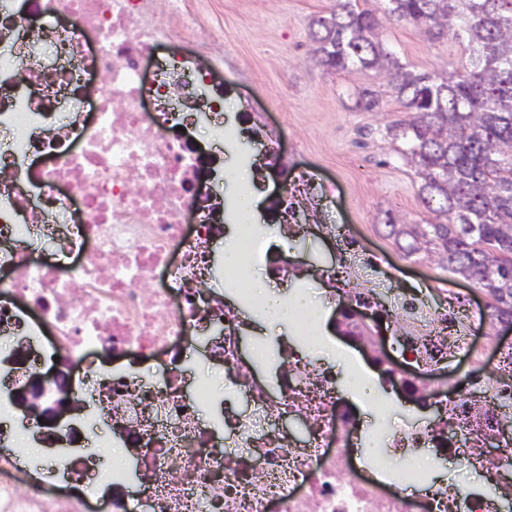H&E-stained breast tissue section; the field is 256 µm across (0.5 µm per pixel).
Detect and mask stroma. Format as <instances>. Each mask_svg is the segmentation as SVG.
I'll return each mask as SVG.
<instances>
[{
	"mask_svg": "<svg viewBox=\"0 0 512 512\" xmlns=\"http://www.w3.org/2000/svg\"><path fill=\"white\" fill-rule=\"evenodd\" d=\"M186 2L208 21L207 28L188 42L199 52L212 51L221 58L226 88L224 123L241 132L231 154L224 157L226 208L235 204L234 185L244 183L250 173L246 163L255 155L256 133L275 137L282 148L294 146L298 152L289 156L285 173H259L266 186L255 195L248 224L268 223L270 192L288 186L284 198L293 203L299 177L314 179L326 192L318 205L303 203V210L315 213L318 223L335 225L338 231L352 235L364 254V263L346 277L351 292L372 291L395 311L409 295L423 298L432 308L447 307L458 298L490 308L492 299L484 289L450 273L425 254L403 258L389 237L383 224L386 214H395L409 224L425 223L429 215L418 196L419 178L414 168L381 133L384 125L397 117L385 75L357 69L333 73L309 58V23L325 13L330 0ZM380 36L402 62L421 72H461L470 63L467 42L462 38L433 42L419 28L389 22L383 23ZM358 86L380 92L378 111L355 110L352 92ZM272 100L280 101L281 109L269 114L265 106ZM281 248L310 271L339 259L335 238L325 230L289 238ZM374 261L381 262V273L372 271ZM244 315L248 320L246 349H254L261 340L272 344L283 338L304 348L303 336L293 327L271 326L250 307ZM337 318L332 311L325 322L326 342L335 350V361L353 358L365 373H378L372 349L345 336ZM363 411L365 430L371 435L398 432L431 417L429 410H416L414 404L387 392Z\"/></svg>",
	"mask_w": 512,
	"mask_h": 512,
	"instance_id": "35a3bbf8",
	"label": "stroma"
}]
</instances>
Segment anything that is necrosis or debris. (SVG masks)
Listing matches in <instances>:
<instances>
[{"instance_id":"necrosis-or-debris-1","label":"necrosis or debris","mask_w":512,"mask_h":512,"mask_svg":"<svg viewBox=\"0 0 512 512\" xmlns=\"http://www.w3.org/2000/svg\"><path fill=\"white\" fill-rule=\"evenodd\" d=\"M205 22L181 0L164 16L152 0H0V61L25 71L0 76V124L13 130L0 141V295L18 303L0 307V512H495L490 497L440 485L414 461L451 452L512 491V389L488 384L485 352L467 336L484 310L430 315L411 300L413 332L384 337L419 373L461 355L472 365L437 422L393 434L409 457L399 476L383 453L359 457L362 413L333 366L282 342L287 362L267 381L260 355L244 354L241 305L254 296L215 257L224 154L194 136L204 121L213 141L235 137L223 86L185 56L154 55ZM294 234L285 216L245 230L243 267L296 276L266 248ZM43 241L67 262L32 260ZM315 275L336 288L349 334L369 340L356 312L370 298L339 288L335 267ZM222 277L234 299L212 288ZM196 347L204 362L192 372ZM48 358L72 376L70 414L53 427L13 411ZM215 368L228 387L208 383ZM92 428L135 457L139 498L124 469L86 454ZM22 442L52 457L50 475L20 464Z\"/></svg>"}]
</instances>
